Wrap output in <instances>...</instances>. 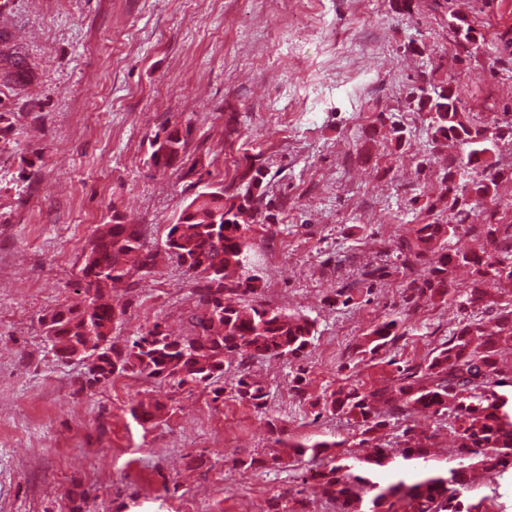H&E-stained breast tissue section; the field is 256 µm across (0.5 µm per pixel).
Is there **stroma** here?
<instances>
[{"mask_svg":"<svg viewBox=\"0 0 512 512\" xmlns=\"http://www.w3.org/2000/svg\"><path fill=\"white\" fill-rule=\"evenodd\" d=\"M482 26L492 53L455 42L449 12ZM453 78L467 111L490 125L512 108V0H10L0 12V512H267L299 492L312 512H333L313 469L245 467L277 439L346 441L347 455L391 449L401 475L403 428L355 446L345 416L319 402L339 386L390 382L463 320L512 301L494 278L477 303L415 297L395 243L428 222L432 185L459 146L434 140L426 113L405 106L424 78ZM404 130L396 145L377 121ZM179 129L180 159L154 167L158 134ZM261 166L263 224L251 243L262 301L306 315L315 336L295 364L249 360L268 409L204 386L137 375L81 390L84 368L58 360L39 319L80 302L79 269L99 225L119 218L159 245L203 187L234 188ZM382 266L374 282L365 268ZM129 339L162 322L189 330L193 281L159 254L151 274L120 285ZM399 320L403 335L375 355L355 349L373 324ZM159 399L162 421L141 427L130 408Z\"/></svg>","mask_w":512,"mask_h":512,"instance_id":"35a3bbf8","label":"stroma"}]
</instances>
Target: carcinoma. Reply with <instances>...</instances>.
I'll list each match as a JSON object with an SVG mask.
<instances>
[{
    "mask_svg": "<svg viewBox=\"0 0 512 512\" xmlns=\"http://www.w3.org/2000/svg\"><path fill=\"white\" fill-rule=\"evenodd\" d=\"M448 27L455 41L477 52L483 35L471 20L450 14ZM418 112L430 115L433 137L461 144L466 166L475 176L458 178L460 163L448 159V169L432 187L428 211L450 212L453 224H417L410 235L396 242L401 264L411 268L430 254L429 272L413 280L414 295L446 303L462 297L451 287L457 267L470 266L474 283L487 277L512 280V224L501 223L498 189L512 181V168L495 160L501 129L490 130L484 121L467 112L452 80L424 81L407 95ZM168 153L153 144L150 161L168 167L186 146L179 131L164 135ZM260 181L245 170L235 189L217 184L199 191L168 225L164 247L195 281L197 310L189 315L190 332L173 336L155 322L132 340L114 332L123 323L125 311L108 301L112 287L155 266L157 252L148 248L138 228L120 224L117 218L96 230L80 269L84 298L59 306L41 319L44 334L55 356L64 361L78 354L83 358L85 380L80 389L107 384L129 372L146 379L211 388L213 400L224 397L220 379L225 368L242 366L253 357L299 361L314 340L313 322L305 315L289 314L260 300L262 285L253 273L251 234L260 223L252 203ZM483 207L481 224L468 223L471 212ZM471 233L491 246V251L448 253V237ZM495 330L486 331L479 321L459 322L446 341L423 361L398 369L397 378L380 387L340 386L324 399L323 409L342 413L353 421L359 444L393 420L408 423L400 446L406 460L416 461L409 474L393 482L372 479L375 468L387 461L386 449H377L363 466L357 460L336 459L331 449L346 441H283L285 454L264 462L251 459L247 466L282 467L307 457L318 464L323 496L338 512H491L485 500L469 493L474 471L502 477L512 474V370L499 357L512 344V306L494 310ZM399 321H381L364 337L359 354H372L400 337ZM234 390L255 409H267L268 393L261 382L241 370ZM166 405L157 400L131 408L141 425H154ZM420 416L452 419L450 447L452 466L438 472L427 465L428 450L423 432L412 422ZM269 512H308L303 501L284 495L273 499Z\"/></svg>",
    "mask_w": 512,
    "mask_h": 512,
    "instance_id": "carcinoma-1",
    "label": "carcinoma"
}]
</instances>
